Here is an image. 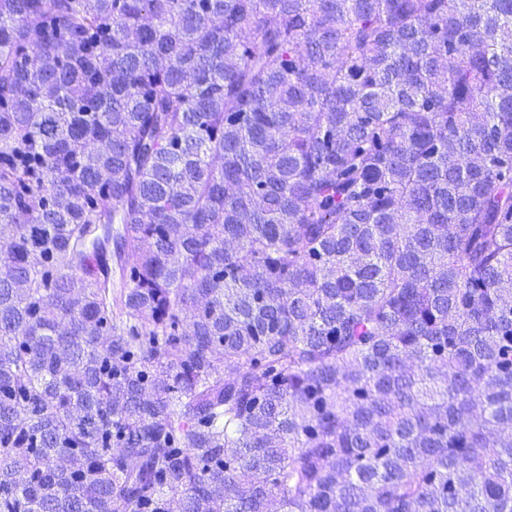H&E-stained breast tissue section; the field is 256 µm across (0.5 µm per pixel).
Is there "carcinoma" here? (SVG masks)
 <instances>
[{
    "label": "carcinoma",
    "mask_w": 512,
    "mask_h": 512,
    "mask_svg": "<svg viewBox=\"0 0 512 512\" xmlns=\"http://www.w3.org/2000/svg\"><path fill=\"white\" fill-rule=\"evenodd\" d=\"M0 512H512V0H0Z\"/></svg>",
    "instance_id": "1"
}]
</instances>
